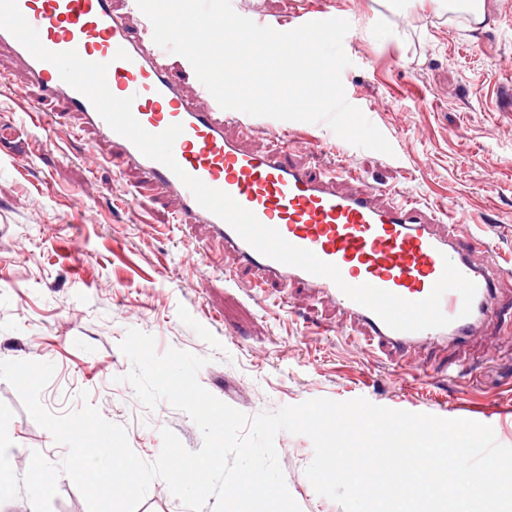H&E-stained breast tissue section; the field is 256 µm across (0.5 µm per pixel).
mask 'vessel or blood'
<instances>
[{"label": "vessel or blood", "mask_w": 512, "mask_h": 512, "mask_svg": "<svg viewBox=\"0 0 512 512\" xmlns=\"http://www.w3.org/2000/svg\"><path fill=\"white\" fill-rule=\"evenodd\" d=\"M17 2L47 49L74 50L86 61L107 64L110 91L121 98L133 97V115L146 131L157 134L170 125H182L173 153L184 171L231 195L291 244L335 264L347 283H368L419 301L429 295L449 260L477 286L468 316L460 314L461 295L449 291L441 299L449 325L415 332L391 329L330 279L253 249L224 220L203 208L169 168L146 158L116 133L84 95L61 80L53 64L37 60L9 32L0 30V50L23 61L29 85L42 97L65 102L70 111L80 113L87 127L117 145L125 159L175 195L180 202L176 222L208 225L225 249L235 253L239 266L257 272L254 290L291 281L316 291L362 322L366 352L377 347L395 350L402 354L405 369L424 345L446 339L466 342L479 336L497 293L494 272L499 263L486 238L458 234L450 209L408 198L384 205L378 201V190L337 189V181L350 183L356 173L348 168L310 173L289 162L288 142L278 135L265 150L241 148L226 135L231 117L218 103L210 102L205 110L193 106V99H208L207 88L200 83L186 87L172 76L173 55L154 43L152 24L136 0H123L120 11L114 9L113 0Z\"/></svg>", "instance_id": "vessel-or-blood-1"}]
</instances>
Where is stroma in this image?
<instances>
[{"label":"stroma","mask_w":512,"mask_h":512,"mask_svg":"<svg viewBox=\"0 0 512 512\" xmlns=\"http://www.w3.org/2000/svg\"><path fill=\"white\" fill-rule=\"evenodd\" d=\"M323 8L352 28L343 46L346 94L360 98L392 155L359 148L325 126L250 117L246 147L288 134L291 162L319 172L350 165L363 188L424 204L442 200L461 231L484 235L512 255V0H484L485 18L460 21L432 0L400 13L389 0H236L234 10L274 24L291 11ZM38 92L0 56V360L55 364L41 394L52 413L79 409L80 391L123 426L132 450L154 461L163 430L192 451L203 436L167 402L147 409L122 377L132 368L119 348L128 329L206 358L200 384L250 416L327 397H357L493 428L512 446V274H501L497 312L482 336L420 350L419 373L397 367V352L366 354L360 325L307 289L278 282L252 295L249 270L228 281L211 262L221 246L206 227L177 224L178 203L137 167L114 158L64 102L44 103L48 122L28 117ZM13 459L67 453L0 379ZM276 449L301 512H343L305 475L313 445L279 433Z\"/></svg>","instance_id":"stroma-1"}]
</instances>
